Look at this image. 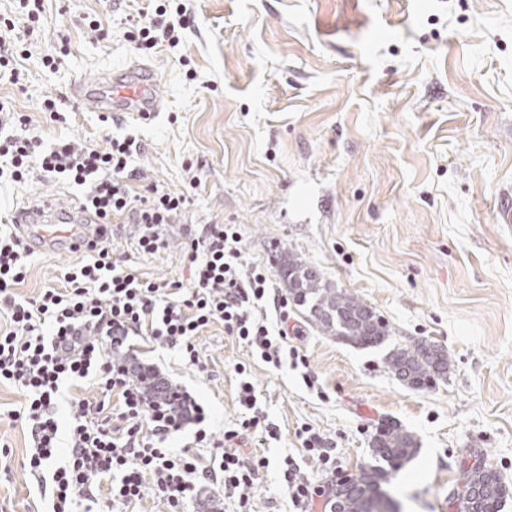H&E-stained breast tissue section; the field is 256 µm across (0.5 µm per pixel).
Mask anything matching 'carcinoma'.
<instances>
[{"label":"carcinoma","mask_w":512,"mask_h":512,"mask_svg":"<svg viewBox=\"0 0 512 512\" xmlns=\"http://www.w3.org/2000/svg\"><path fill=\"white\" fill-rule=\"evenodd\" d=\"M279 277L286 282L293 303L323 334L341 336L362 348L380 346L389 336L388 325L376 311L363 312L367 309L363 301L326 282L319 270L298 254L290 252L279 262ZM432 348L433 352L427 353L419 345L412 349L398 346L387 353L385 365L397 380L428 388L448 373V360L436 353L439 345ZM416 449L412 436L398 426L377 432L372 449L374 463L361 468L357 483L345 488L341 512H380L393 504L382 485L414 456ZM505 495V486L496 472L484 467L467 471L461 499L475 504L478 512H499Z\"/></svg>","instance_id":"1"}]
</instances>
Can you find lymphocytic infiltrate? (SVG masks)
Returning a JSON list of instances; mask_svg holds the SVG:
<instances>
[{
  "label": "lymphocytic infiltrate",
  "mask_w": 512,
  "mask_h": 512,
  "mask_svg": "<svg viewBox=\"0 0 512 512\" xmlns=\"http://www.w3.org/2000/svg\"><path fill=\"white\" fill-rule=\"evenodd\" d=\"M22 14L0 12V82L18 84L15 56L42 12L40 0H23ZM182 4L161 2L154 13L129 19L128 39L144 55L162 45L177 47L175 21ZM135 140L106 136L104 144L59 140L44 146L30 132L24 114L0 100V179L24 182L31 172L47 180L64 178L84 189L83 200L104 223L126 220L138 228L137 250L153 255L166 248L168 226L185 214L189 190L170 191L146 185L132 168ZM183 258L188 282L147 280L116 256L111 238L67 265L61 287L41 289L34 297L17 295L28 275L30 249L23 236L0 228V384L21 392L10 420L27 434V466L31 473L50 472V512H78L83 502L101 503L107 512L129 508L151 497L167 512H184L187 500L207 491L212 502L237 499L247 506L256 490L258 461L245 447L253 436L280 439V428L259 407L245 366H238L237 399L241 419L215 433L204 428V408L188 391H170L157 378L148 392L137 378L141 363L125 352L130 337L179 348L192 366L200 359L194 338L204 328L222 323L264 363L279 368L299 364L296 347L288 343V301L271 286L266 268L242 263V235L234 224H189ZM275 310L278 327L268 322ZM69 388V424L61 426L59 398ZM95 398L83 395L84 388ZM195 425L192 445L167 447L169 437ZM303 448L316 463L308 474L292 458L279 467L293 512H309L314 498L326 496L316 473L337 470L336 456L321 434L305 429ZM215 449L210 463L198 451Z\"/></svg>",
  "instance_id": "1"
}]
</instances>
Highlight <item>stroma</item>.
<instances>
[{"label": "stroma", "mask_w": 512, "mask_h": 512, "mask_svg": "<svg viewBox=\"0 0 512 512\" xmlns=\"http://www.w3.org/2000/svg\"><path fill=\"white\" fill-rule=\"evenodd\" d=\"M176 48L139 55L126 15L152 0H44L27 41L20 85L0 97L44 140L102 142L132 135L133 165L163 188L190 189L184 223L237 225L245 264L264 265L277 292L276 260L293 251L389 322L392 334L360 348L320 333L296 306L289 343L316 378L273 368L215 323L195 338L202 362L148 345L142 357L187 388L212 427L232 425L236 365H245L280 440L258 448L251 512H287L279 463L314 465L298 437L309 427L335 448L341 475L372 461L377 427L412 434L415 455L385 490L400 512H460L453 492L468 455L496 471L512 512V0H183ZM107 31L96 42L90 20ZM59 59L57 70L45 56ZM158 75L163 108L146 123H102L69 103L74 79L131 61ZM193 77H186V70ZM56 98L65 119L39 108ZM62 180L32 175L0 184V221L22 204L81 197ZM114 248L148 280H186L183 244L137 253L132 226ZM75 254L37 245L20 295L59 286ZM421 340L448 353L446 381L413 389L395 379L389 349ZM20 424L0 420V512H47L46 482L24 468Z\"/></svg>", "instance_id": "stroma-1"}]
</instances>
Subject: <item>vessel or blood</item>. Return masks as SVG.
<instances>
[{"instance_id":"b4317fda","label":"vessel or blood","mask_w":512,"mask_h":512,"mask_svg":"<svg viewBox=\"0 0 512 512\" xmlns=\"http://www.w3.org/2000/svg\"><path fill=\"white\" fill-rule=\"evenodd\" d=\"M156 83L154 71L135 62L122 70L85 73L75 81L71 97L104 116L127 112L133 119L148 121L162 109ZM16 223L28 242L62 243L73 252L96 231L94 215L77 200L65 205L51 200L23 204Z\"/></svg>"}]
</instances>
